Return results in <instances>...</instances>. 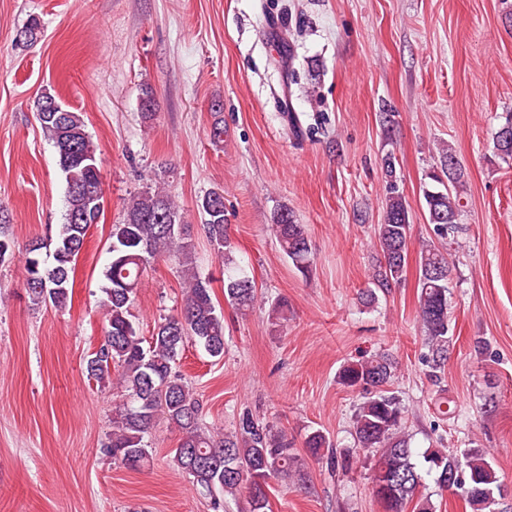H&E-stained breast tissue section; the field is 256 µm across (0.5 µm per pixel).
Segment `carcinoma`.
<instances>
[{"instance_id": "1", "label": "carcinoma", "mask_w": 512, "mask_h": 512, "mask_svg": "<svg viewBox=\"0 0 512 512\" xmlns=\"http://www.w3.org/2000/svg\"><path fill=\"white\" fill-rule=\"evenodd\" d=\"M40 127L57 153L66 182V213L57 225L53 263L39 258L45 248L35 238L26 247L23 285L29 302L37 307L66 306L74 286L72 273L91 224L104 211L102 173L96 149L81 113L36 112ZM494 156L512 161V136L493 138ZM452 148L440 154V168L429 173L432 184L423 188L428 223L448 244L455 243L458 217L463 212L462 171L452 166ZM208 240L224 257V297L239 311L254 307L259 298L255 282L233 267V245L224 214V192L212 190L197 201ZM409 209L397 184L386 186L384 222L375 237L384 262L374 284L386 290L402 281L409 264ZM272 230L293 267L307 276L312 250L304 225L290 209L282 207L272 217ZM108 250L112 260L105 271L109 281L104 307L109 328L103 343L86 362V371L101 387L117 374L126 397L115 407L112 433L104 452L124 466L137 469L150 462L145 435L163 420L178 429L181 437L171 449L178 469L192 477V484L205 495L221 491L245 494L248 512H266L272 478L301 474L300 458L288 437L275 425L263 422L249 411L240 413L235 431L223 433L202 426V405L176 371V361L189 341L203 345L209 356H224V314L212 299L211 279L195 265L187 225L179 207L159 190L144 191L130 198L119 224L112 225ZM446 248L427 244L419 253L418 317L426 363L435 373L444 368L453 340L448 318V292L453 270ZM175 257L188 287L176 313L161 319L148 346L138 336L131 306L150 260ZM396 362L380 353L351 361L339 373L340 383L365 393L353 419L357 447L372 453L375 464L372 492L384 512H437L431 496L418 494L422 476L414 460L410 437L403 429L404 409L389 391ZM308 454L326 459L330 468L347 469L349 458L338 460L330 439L320 430L305 441ZM428 472L434 474L438 496L452 491L471 512H501L506 485L487 454L471 448L457 456L433 448L425 456Z\"/></svg>"}]
</instances>
